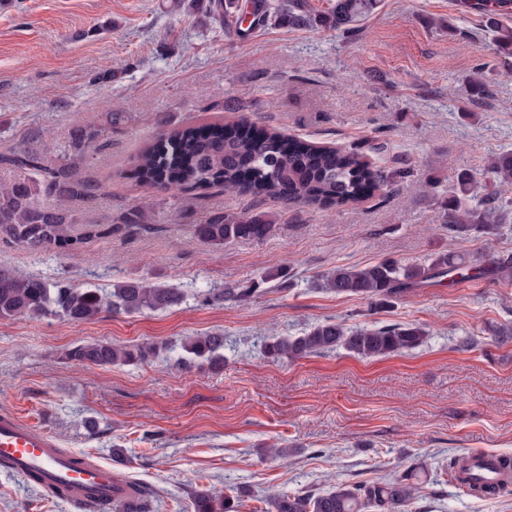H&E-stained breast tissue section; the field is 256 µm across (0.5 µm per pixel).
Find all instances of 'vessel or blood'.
I'll return each mask as SVG.
<instances>
[{
	"label": "vessel or blood",
	"instance_id": "vessel-or-blood-1",
	"mask_svg": "<svg viewBox=\"0 0 512 512\" xmlns=\"http://www.w3.org/2000/svg\"><path fill=\"white\" fill-rule=\"evenodd\" d=\"M0 462L20 477L59 489L74 512H99L103 503L133 501L131 482L111 466L59 447L47 431L11 413H0Z\"/></svg>",
	"mask_w": 512,
	"mask_h": 512
}]
</instances>
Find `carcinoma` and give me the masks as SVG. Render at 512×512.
<instances>
[{
	"label": "carcinoma",
	"mask_w": 512,
	"mask_h": 512,
	"mask_svg": "<svg viewBox=\"0 0 512 512\" xmlns=\"http://www.w3.org/2000/svg\"><path fill=\"white\" fill-rule=\"evenodd\" d=\"M381 0H336L323 12L309 0H254L252 20L243 26L239 0H209V14L224 24V31L245 40L257 27L286 26L293 29H329L356 32L361 22ZM498 53L512 55V27L497 18L487 20ZM102 128L81 124L74 128L69 156L49 161L25 145L0 154V164L23 171L26 177L0 184V241L34 254H64L77 257L92 238L112 235V225L89 224L76 235L77 223L70 202L90 196L95 187L76 177L74 157H84L103 139ZM487 170L501 182L512 184V152L491 158ZM136 174L161 191H203L221 186L257 197L278 199L287 205L355 204L376 192L413 176L411 168L388 172L360 158L358 149L349 151L301 140L281 132L258 128L246 121L227 125L187 126L160 134L136 160ZM477 181L460 170L448 190L445 223L452 237L491 234L503 227L512 210V200L486 197L476 206ZM151 207L138 205L121 214L116 223L130 228L149 224ZM273 220L246 213L218 214L202 224L191 225L192 234L215 246L226 241L265 236ZM512 275V253L502 252L487 259L470 258L448 251L438 253L424 265L384 261L364 267L338 266L323 275L318 287L337 295L359 296L375 308L413 288L440 282L472 279H507ZM257 288H213L198 293L204 302L249 299ZM184 292L144 279L124 280L112 288H83L61 281L0 269V319L58 318L71 323L89 322L104 311L139 314L165 310L179 304ZM416 325L389 324L354 329L336 321L318 323L299 336H274L263 346V355L274 360L298 359L344 349L362 358H383L415 349L427 339ZM185 355L178 365H224V335L210 333L188 336L181 342ZM157 346L143 342L114 346L107 342L78 343L63 355L74 364L138 365L155 355ZM422 471L404 469L374 482L342 484L322 494L276 491L267 498L269 512H403L422 492ZM469 493L484 498L512 494V479L498 484H474ZM192 512H233L231 496L220 498L207 492L192 495Z\"/></svg>",
	"instance_id": "obj_1"
}]
</instances>
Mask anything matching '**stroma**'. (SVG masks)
I'll list each match as a JSON object with an SVG mask.
<instances>
[{
  "label": "stroma",
  "mask_w": 512,
  "mask_h": 512,
  "mask_svg": "<svg viewBox=\"0 0 512 512\" xmlns=\"http://www.w3.org/2000/svg\"><path fill=\"white\" fill-rule=\"evenodd\" d=\"M0 0V153L26 144L62 154L76 124L105 130L76 162L93 197L78 223L107 224L149 201L151 224L84 245L76 258L0 243V267L81 286L144 278L183 289L163 311L0 320V412L48 430L60 447L112 465L153 494V512H186L194 493L241 490L236 512H265L274 491H326L424 466L435 494L411 512H512V495L477 498L444 481L466 451L512 455V279L415 288L376 310L316 286L339 266L425 264L449 249L512 252L499 235L451 239L444 222L452 170L475 172L479 193L512 198L487 173L512 150V57L497 54L478 0H382L356 34L269 26L243 41L198 0ZM483 68L486 93L469 80ZM246 116L319 144H362L367 161H402L411 180L342 207H284L225 192H161L129 178L144 144L177 127ZM387 148L375 152L374 144ZM272 218L260 239L217 247L190 227L215 213ZM258 284L242 302L202 304L209 288ZM341 321L354 328L416 324L414 350L362 359L344 350L268 359L272 336ZM224 335V365L176 366L181 338ZM462 336L480 340L461 351ZM160 344L141 365H74V344ZM287 448L274 458L273 448ZM0 512H71L0 470Z\"/></svg>",
  "instance_id": "1"
}]
</instances>
